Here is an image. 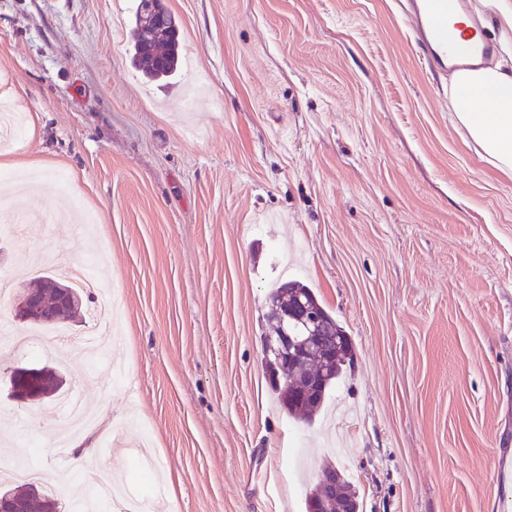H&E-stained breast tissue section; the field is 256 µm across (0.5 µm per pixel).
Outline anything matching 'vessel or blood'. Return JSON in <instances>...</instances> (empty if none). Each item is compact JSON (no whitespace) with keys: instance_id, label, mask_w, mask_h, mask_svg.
Returning <instances> with one entry per match:
<instances>
[{"instance_id":"b4317fda","label":"vessel or blood","mask_w":512,"mask_h":512,"mask_svg":"<svg viewBox=\"0 0 512 512\" xmlns=\"http://www.w3.org/2000/svg\"><path fill=\"white\" fill-rule=\"evenodd\" d=\"M406 9L415 24L422 55L438 71H469L477 59L493 54L494 44L478 23L463 35L468 49L458 48L448 24L452 0H406ZM492 482L500 512H512V448L495 449Z\"/></svg>"}]
</instances>
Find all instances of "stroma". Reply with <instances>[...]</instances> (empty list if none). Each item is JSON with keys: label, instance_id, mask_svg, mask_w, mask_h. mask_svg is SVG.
<instances>
[{"label": "stroma", "instance_id": "obj_1", "mask_svg": "<svg viewBox=\"0 0 512 512\" xmlns=\"http://www.w3.org/2000/svg\"><path fill=\"white\" fill-rule=\"evenodd\" d=\"M392 0H165L183 76L145 82L136 0H0V279L51 255L99 265L112 355L15 343L1 368H57L99 415L103 481L144 489L145 437L166 512H306L338 466L360 512H498L494 451L512 448V177L456 124L448 82ZM298 280L349 336L312 422L266 372L270 288ZM0 469L82 480L49 447L54 402L0 391Z\"/></svg>", "mask_w": 512, "mask_h": 512}]
</instances>
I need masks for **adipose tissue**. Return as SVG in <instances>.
<instances>
[{
    "mask_svg": "<svg viewBox=\"0 0 512 512\" xmlns=\"http://www.w3.org/2000/svg\"><path fill=\"white\" fill-rule=\"evenodd\" d=\"M474 10L496 29L499 59L450 77V109L489 161L512 176V0H476Z\"/></svg>",
    "mask_w": 512,
    "mask_h": 512,
    "instance_id": "1",
    "label": "adipose tissue"
}]
</instances>
